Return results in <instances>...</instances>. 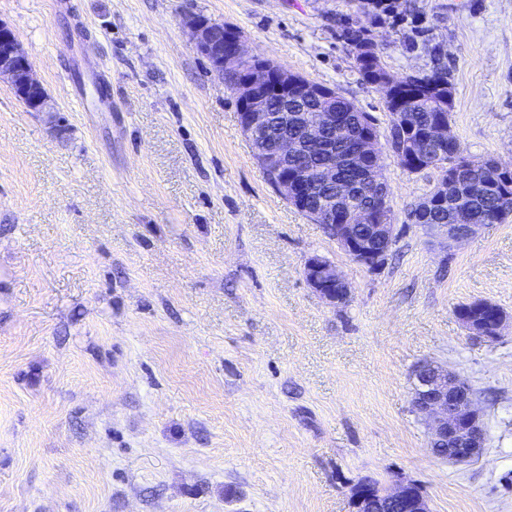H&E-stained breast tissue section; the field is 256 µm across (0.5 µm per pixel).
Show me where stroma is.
Returning <instances> with one entry per match:
<instances>
[{"label":"stroma","mask_w":512,"mask_h":512,"mask_svg":"<svg viewBox=\"0 0 512 512\" xmlns=\"http://www.w3.org/2000/svg\"><path fill=\"white\" fill-rule=\"evenodd\" d=\"M441 46L450 131L512 164V0H399ZM354 0H0L51 111L0 82V512H350L365 476L418 484L431 512H512V217L454 250L408 214L436 173L383 175L400 233L354 262L290 206L236 100L182 27L195 12L328 85L387 135L383 92L331 27ZM350 282L326 305L304 264ZM492 302L500 338L458 305ZM476 393L479 459L436 457L413 371Z\"/></svg>","instance_id":"1"}]
</instances>
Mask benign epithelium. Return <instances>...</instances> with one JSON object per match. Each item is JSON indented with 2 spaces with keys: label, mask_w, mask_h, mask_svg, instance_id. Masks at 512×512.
Wrapping results in <instances>:
<instances>
[{
  "label": "benign epithelium",
  "mask_w": 512,
  "mask_h": 512,
  "mask_svg": "<svg viewBox=\"0 0 512 512\" xmlns=\"http://www.w3.org/2000/svg\"><path fill=\"white\" fill-rule=\"evenodd\" d=\"M182 25L189 31L195 49L209 60L213 70L221 76L234 78V95L241 109L240 131L250 139L257 135L263 137L256 145L254 158L271 176V185L286 202L294 205L303 189L309 192L314 186L336 187L337 205L311 211L307 217L331 227L332 239L355 262L370 269L380 267L387 254L383 246L398 233L397 225L379 224L376 219L378 212L385 210L383 203L388 199L383 175L384 152L405 161L410 173L419 165L439 171L435 185L440 194L446 192L448 183L457 178L459 170L455 161L428 155L430 145L453 139L446 122L432 125L424 136L415 140L390 134L382 143L379 135L364 133L359 153L367 161V167L360 186L338 181L334 163L316 170L299 164L289 169V162L305 152L308 144L324 142L325 131L334 122V113L294 116L297 124H307V140L291 138L288 125L274 127L268 111V92L273 89L286 96L294 90L328 104L336 97L333 88L310 81L271 60L249 54L241 34H227L231 30L229 26L195 13L185 14ZM3 77L9 79L14 91L32 93L30 99L23 100L28 110H45L47 93L34 77L15 33L0 21V79ZM432 228L443 235L447 247L452 248L480 233L485 225L471 223L469 211L458 208L451 223L434 224ZM304 277L326 304L334 307L342 301L348 302L350 284L329 261L318 256L310 257L304 266ZM506 322L507 316L499 313L488 328L470 322L464 326L478 337L496 340ZM412 406L428 421L429 447L435 455L450 461H466L480 456L485 445L483 418L475 407L468 384L456 372L431 362L419 365L414 372ZM371 498L369 487L360 484L350 499L351 512H359ZM380 499L379 508L384 512L401 509L404 512H430L425 495L413 482L384 490Z\"/></svg>",
  "instance_id": "benign-epithelium-1"
}]
</instances>
